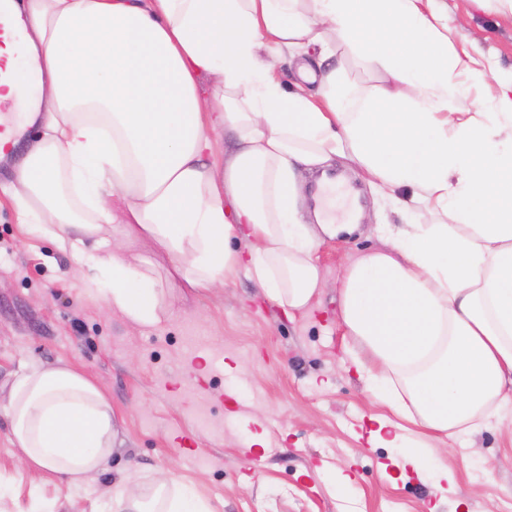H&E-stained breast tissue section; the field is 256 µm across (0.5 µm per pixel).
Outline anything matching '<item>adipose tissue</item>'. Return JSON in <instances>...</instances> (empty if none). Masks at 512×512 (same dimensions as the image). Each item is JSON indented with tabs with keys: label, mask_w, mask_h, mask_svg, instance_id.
<instances>
[{
	"label": "adipose tissue",
	"mask_w": 512,
	"mask_h": 512,
	"mask_svg": "<svg viewBox=\"0 0 512 512\" xmlns=\"http://www.w3.org/2000/svg\"><path fill=\"white\" fill-rule=\"evenodd\" d=\"M0 15L22 35L0 34V101L22 99L40 130L0 192L113 308L155 327L174 280L211 288L243 269L286 313L305 309L328 286L319 236L340 230L323 209L309 224L305 174L345 158L397 211L430 215L384 225L385 248L335 284L367 390L451 437L512 403V95L461 108L437 0H0ZM293 49L353 51L390 83L307 68L316 90H287L275 62ZM218 121L238 149L210 164ZM116 222L165 251L166 274L100 239ZM6 413L29 471L76 486L117 437L106 397L65 366L20 369ZM111 496L116 512H209L165 475Z\"/></svg>",
	"instance_id": "obj_1"
}]
</instances>
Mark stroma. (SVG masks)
Wrapping results in <instances>:
<instances>
[{
  "instance_id": "obj_1",
  "label": "stroma",
  "mask_w": 512,
  "mask_h": 512,
  "mask_svg": "<svg viewBox=\"0 0 512 512\" xmlns=\"http://www.w3.org/2000/svg\"><path fill=\"white\" fill-rule=\"evenodd\" d=\"M442 5L454 50L499 76L471 87L466 105L481 111L512 83V13L494 0ZM351 184L361 193L359 229L322 238L316 251L332 281L383 248L379 225L428 220L423 210L397 212L361 178ZM167 304L160 326L128 320L0 194V512H113L107 491L131 469L146 485L170 474L212 512H512V439L494 423L460 443L436 440L439 453L420 474L400 473L398 449L369 445L376 417L390 410L350 362L335 289L290 316L242 271L211 289L173 286ZM31 363L71 367L112 407L118 436L89 485L48 471L31 477L11 441L3 404L15 373ZM179 435L192 448L179 446ZM443 467L455 478L445 496L434 478ZM341 469L352 477L344 487Z\"/></svg>"
}]
</instances>
